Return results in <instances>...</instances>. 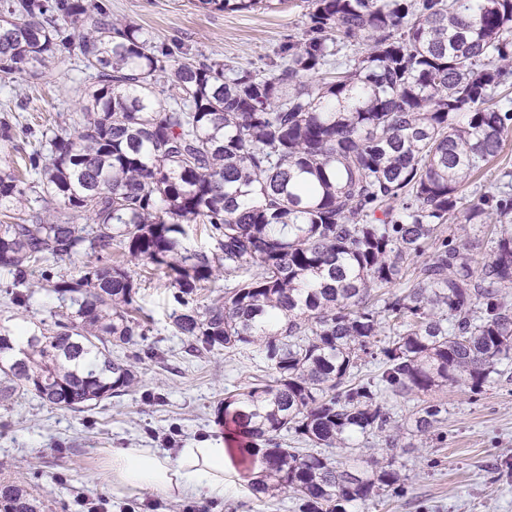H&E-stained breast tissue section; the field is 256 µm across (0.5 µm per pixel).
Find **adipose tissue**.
<instances>
[{
    "label": "adipose tissue",
    "instance_id": "obj_1",
    "mask_svg": "<svg viewBox=\"0 0 512 512\" xmlns=\"http://www.w3.org/2000/svg\"><path fill=\"white\" fill-rule=\"evenodd\" d=\"M226 456L220 437L202 439L174 455L157 448H116L101 489L119 497L150 490L172 501L220 498Z\"/></svg>",
    "mask_w": 512,
    "mask_h": 512
}]
</instances>
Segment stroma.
<instances>
[{
	"mask_svg": "<svg viewBox=\"0 0 512 512\" xmlns=\"http://www.w3.org/2000/svg\"><path fill=\"white\" fill-rule=\"evenodd\" d=\"M108 4L113 17L147 28L157 42L262 74L280 63V50L302 29L306 11L304 0L242 13L205 9L198 0ZM49 72L46 79H0V103L32 121L67 111L85 97L90 80L76 56L55 61ZM130 271L152 323L144 341L112 354L134 359L135 386L81 412L57 409L30 394L0 405V476L44 501L45 512H75L76 495L101 496L113 449L174 452L216 434L228 450L226 492L199 501L203 512H297L287 493L252 495L250 482L261 461L242 455L232 424L216 421L226 393L261 374V359L229 350L187 354L169 326L170 289L149 264ZM432 398L448 409L439 426L447 440L406 449L408 492L375 512H512V380L487 387L475 403L457 390Z\"/></svg>",
	"mask_w": 512,
	"mask_h": 512,
	"instance_id": "35a3bbf8",
	"label": "stroma"
}]
</instances>
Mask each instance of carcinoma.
I'll use <instances>...</instances> for the list:
<instances>
[{"instance_id":"cac0c4a2","label":"carcinoma","mask_w":512,"mask_h":512,"mask_svg":"<svg viewBox=\"0 0 512 512\" xmlns=\"http://www.w3.org/2000/svg\"><path fill=\"white\" fill-rule=\"evenodd\" d=\"M305 17L263 77L159 44L102 0H0L1 77L72 53L93 80L49 125L0 106V155L24 161L0 166L5 293L60 308L26 331L21 364L0 326V403L80 412L129 391L112 348L149 332L129 271L146 261L189 354L266 365L217 409L261 455L252 494L364 512L406 495L404 431L427 438L447 412L423 395L476 402L512 360V163L466 197L512 138V0H307ZM197 224L212 250L187 247ZM373 438L380 457L335 454ZM44 508L0 481V512Z\"/></svg>"}]
</instances>
